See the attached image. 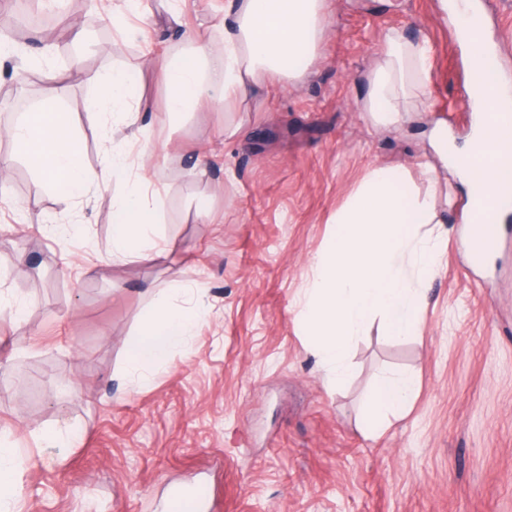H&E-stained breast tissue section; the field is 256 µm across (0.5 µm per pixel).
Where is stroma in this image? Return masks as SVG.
<instances>
[{
  "label": "stroma",
  "instance_id": "1",
  "mask_svg": "<svg viewBox=\"0 0 512 512\" xmlns=\"http://www.w3.org/2000/svg\"><path fill=\"white\" fill-rule=\"evenodd\" d=\"M182 2L171 25L170 0H144L138 13L96 0L62 18L64 37L82 34L80 57L32 28L0 63V87L29 77L39 57L85 74L0 101V157L11 161L0 191V296L26 307L19 320L0 315V439L23 462L9 512H164L172 490L201 481L210 492L202 512H512V205L497 254L474 265L463 242L469 198L449 177L448 240L423 285L421 337L394 339L372 324L343 387L327 384L298 318L313 259L369 170L401 168L412 191L420 164L435 159L427 142L383 132L362 110L389 31L431 50L419 116L459 146L471 129L464 50L440 0H326L302 77L263 75L261 102L243 107L245 132L231 141L223 110L165 117L157 61L182 51L187 30L220 38L224 18V0ZM482 2L490 61L512 87V0ZM116 10L124 25H114ZM117 69L137 83L157 146L146 174L175 250L156 263L112 259L122 183L63 210L7 134L55 102L76 124L85 166L99 167L100 138L121 146L131 132L85 110L97 78ZM200 204L207 219L196 215ZM66 225L75 233L63 234ZM90 266L97 275H86ZM174 281L187 293L170 292ZM163 301L200 304L203 320L142 376L129 352L143 316ZM385 369L411 372L419 385L405 414L373 438L363 401ZM54 425L74 431L70 447L41 439Z\"/></svg>",
  "mask_w": 512,
  "mask_h": 512
}]
</instances>
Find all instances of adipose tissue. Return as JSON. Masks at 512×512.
I'll return each instance as SVG.
<instances>
[{
  "mask_svg": "<svg viewBox=\"0 0 512 512\" xmlns=\"http://www.w3.org/2000/svg\"><path fill=\"white\" fill-rule=\"evenodd\" d=\"M324 0H228L224 8V36L213 41L196 31L185 36V49L159 61L167 97L169 121L205 104L236 111L239 102L257 99L259 79L266 73L298 75V62L313 55L324 23ZM429 50L424 43L388 33L381 61L368 77L363 111L387 131L412 122V100L428 71ZM98 94L87 104L98 119L132 113L138 88L128 73L115 71L99 78ZM486 113L478 125L482 149L462 153L458 165L468 181L497 186V167L512 129L498 119L512 110V99L500 87L484 90ZM17 152L36 169L41 183L56 189L64 208L90 187H107L113 179L125 189L113 203L112 259L116 262H153L163 257L156 238L157 199L150 181L132 176L137 163L153 156L155 146L147 127L133 132L132 149L116 147L104 164L88 169L73 120L53 102L30 112L8 131ZM425 193L400 191L406 176L386 167H373L346 207L337 213L326 247L314 258L316 277L299 317L305 336L318 350L329 384L342 386L350 377L351 349L367 325L381 319L386 335H420L421 294L418 285L437 270L438 240L419 241L417 228L438 218L442 192L436 168L423 164ZM199 306L160 304L141 324L130 351L132 368L146 374L162 364L170 352L186 343L203 319ZM412 374L380 373L365 402L371 431L389 417L403 414L415 392Z\"/></svg>",
  "mask_w": 512,
  "mask_h": 512,
  "instance_id": "obj_1",
  "label": "adipose tissue"
}]
</instances>
